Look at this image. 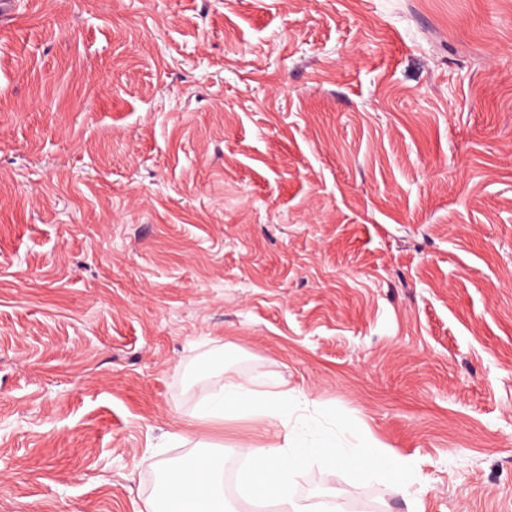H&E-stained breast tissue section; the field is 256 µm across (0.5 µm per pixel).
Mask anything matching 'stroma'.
<instances>
[{"mask_svg": "<svg viewBox=\"0 0 512 512\" xmlns=\"http://www.w3.org/2000/svg\"><path fill=\"white\" fill-rule=\"evenodd\" d=\"M0 37V512H144L225 375L408 496L512 512V0H15Z\"/></svg>", "mask_w": 512, "mask_h": 512, "instance_id": "obj_1", "label": "stroma"}]
</instances>
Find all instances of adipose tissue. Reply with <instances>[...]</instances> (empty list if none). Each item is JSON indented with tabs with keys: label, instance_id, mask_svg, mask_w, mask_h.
<instances>
[{
	"label": "adipose tissue",
	"instance_id": "obj_1",
	"mask_svg": "<svg viewBox=\"0 0 512 512\" xmlns=\"http://www.w3.org/2000/svg\"><path fill=\"white\" fill-rule=\"evenodd\" d=\"M293 400L288 391L261 390L254 381L228 377L206 406L205 416L221 419L249 413L273 432L266 446L243 443L238 448L248 461L241 475L248 495L264 493L279 512H313L311 504L295 498L290 491L292 475L311 459L327 469L346 465L363 476L377 475L391 493L408 495L415 470L412 459L390 454L372 441L351 451L332 438L311 440L307 431L292 423L288 407ZM196 464L192 457L178 465L164 466V506L159 509L150 502L146 512H231L224 496L222 458L208 457L210 477L204 485L199 482Z\"/></svg>",
	"mask_w": 512,
	"mask_h": 512
}]
</instances>
